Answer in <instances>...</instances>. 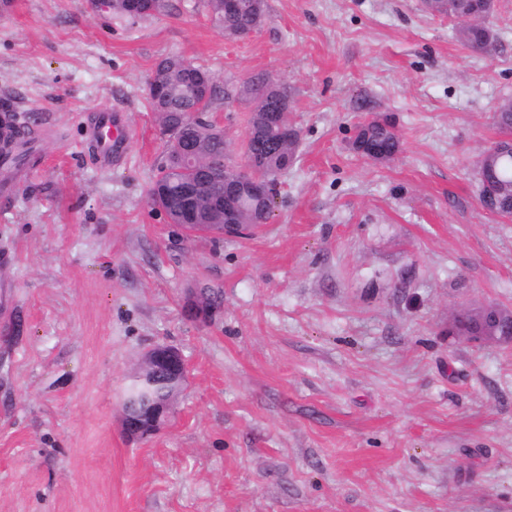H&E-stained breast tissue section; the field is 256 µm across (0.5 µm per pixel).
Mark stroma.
Instances as JSON below:
<instances>
[{
	"label": "stroma",
	"instance_id": "obj_1",
	"mask_svg": "<svg viewBox=\"0 0 512 512\" xmlns=\"http://www.w3.org/2000/svg\"><path fill=\"white\" fill-rule=\"evenodd\" d=\"M485 23L491 58L421 0H267L240 40L201 0H0V109L34 130L0 200V512H512V346L450 332L512 307V217L476 174L512 99V0ZM171 55L214 75L240 168L237 87L290 90L296 160L247 236L180 234L149 199L167 138L148 81ZM100 105L130 136L107 171ZM371 119L394 127L387 159L353 147ZM206 289L216 312L189 316ZM158 343L188 380L134 439L124 394Z\"/></svg>",
	"mask_w": 512,
	"mask_h": 512
}]
</instances>
